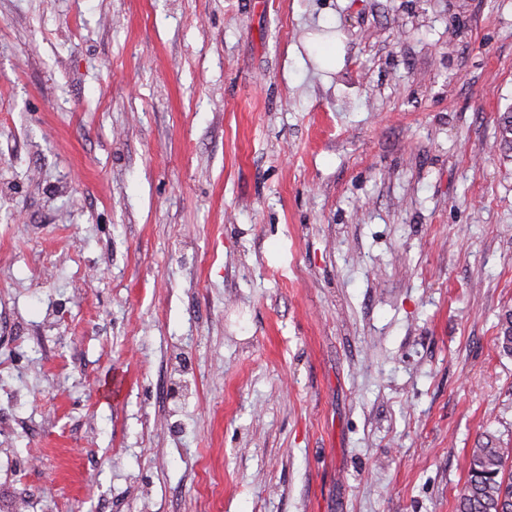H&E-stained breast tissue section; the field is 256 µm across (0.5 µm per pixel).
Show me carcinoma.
I'll return each instance as SVG.
<instances>
[{"mask_svg":"<svg viewBox=\"0 0 512 512\" xmlns=\"http://www.w3.org/2000/svg\"><path fill=\"white\" fill-rule=\"evenodd\" d=\"M498 141L512 150V113L505 112L498 122ZM500 349L512 354V313L500 322ZM458 512H512V448H505L491 435L471 449L469 476L457 504Z\"/></svg>","mask_w":512,"mask_h":512,"instance_id":"1","label":"carcinoma"}]
</instances>
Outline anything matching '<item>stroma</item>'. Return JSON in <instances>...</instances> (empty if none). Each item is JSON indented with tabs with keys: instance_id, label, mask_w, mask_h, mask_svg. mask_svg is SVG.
Segmentation results:
<instances>
[{
	"instance_id": "35a3bbf8",
	"label": "stroma",
	"mask_w": 512,
	"mask_h": 512,
	"mask_svg": "<svg viewBox=\"0 0 512 512\" xmlns=\"http://www.w3.org/2000/svg\"><path fill=\"white\" fill-rule=\"evenodd\" d=\"M510 110L512 0H0V506L455 512Z\"/></svg>"
}]
</instances>
